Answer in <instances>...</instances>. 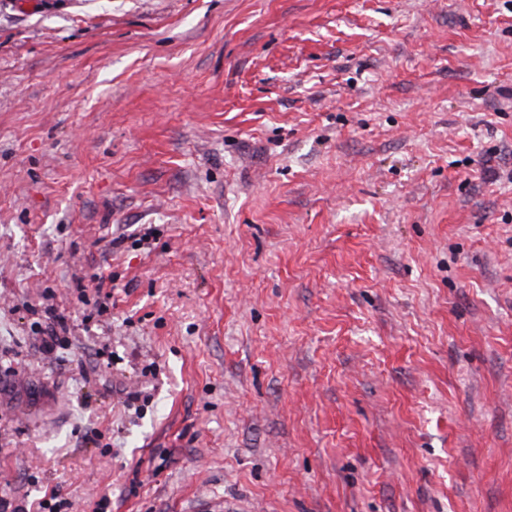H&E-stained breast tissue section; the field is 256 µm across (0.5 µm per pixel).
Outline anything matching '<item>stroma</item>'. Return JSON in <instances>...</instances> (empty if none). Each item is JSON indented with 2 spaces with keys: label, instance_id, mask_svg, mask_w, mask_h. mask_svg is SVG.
I'll list each match as a JSON object with an SVG mask.
<instances>
[{
  "label": "stroma",
  "instance_id": "1",
  "mask_svg": "<svg viewBox=\"0 0 512 512\" xmlns=\"http://www.w3.org/2000/svg\"><path fill=\"white\" fill-rule=\"evenodd\" d=\"M55 489L512 512V0H0V499ZM45 314L48 322L43 331L44 336L41 338L40 348L44 354L51 355L57 349L60 333L68 331V319L64 313L58 312L53 305L45 309Z\"/></svg>",
  "mask_w": 512,
  "mask_h": 512
}]
</instances>
